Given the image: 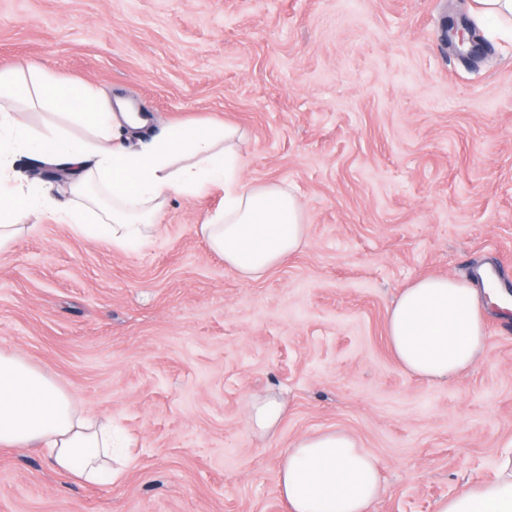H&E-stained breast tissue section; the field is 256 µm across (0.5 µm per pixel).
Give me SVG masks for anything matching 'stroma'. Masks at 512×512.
<instances>
[{
	"label": "stroma",
	"mask_w": 512,
	"mask_h": 512,
	"mask_svg": "<svg viewBox=\"0 0 512 512\" xmlns=\"http://www.w3.org/2000/svg\"><path fill=\"white\" fill-rule=\"evenodd\" d=\"M474 0H0V72L30 63L144 113L136 144L200 118L245 134L241 178L285 181L302 248L245 282L196 227L222 190L171 196L133 250L36 213L0 249V352L125 432L133 464L91 485L0 447V512H287L300 436L355 435L381 464L374 512H435L512 451V311L434 384L385 333L400 292L484 264L512 291V39L481 27L465 63L444 31ZM272 392L288 415L261 439ZM286 415L283 403L274 395L256 397L248 406L247 421L253 432L266 435L274 432Z\"/></svg>",
	"instance_id": "35a3bbf8"
}]
</instances>
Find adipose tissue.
<instances>
[{"label": "adipose tissue", "instance_id": "adipose-tissue-1", "mask_svg": "<svg viewBox=\"0 0 512 512\" xmlns=\"http://www.w3.org/2000/svg\"><path fill=\"white\" fill-rule=\"evenodd\" d=\"M23 99L79 126L73 135L51 123L34 132L8 101ZM140 127L136 114L113 108L91 88L59 80L30 64L0 72V247L13 241L30 212L52 209L59 223L130 249L148 238L172 194L213 187L223 207L198 227L210 250L246 282L263 278L297 252L306 232L304 208L286 182L243 184L242 130L201 119L168 127L128 149L113 141L120 122ZM27 152L73 174L68 205L14 182L13 159ZM484 291L447 276L416 280L389 308L386 334L408 375L430 382L455 379L485 354ZM0 446L34 448L52 467L89 481H116L129 463L111 421L78 414L73 395L16 357L0 354ZM378 459L349 432L331 427L297 439L284 455L278 491L288 512H372L380 492ZM436 512H512V453L494 480L443 498Z\"/></svg>", "mask_w": 512, "mask_h": 512}]
</instances>
